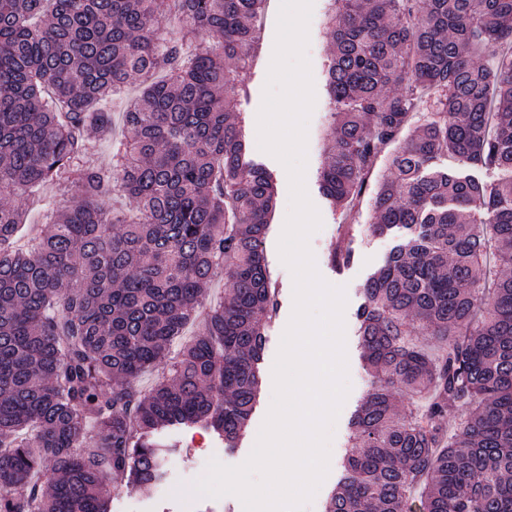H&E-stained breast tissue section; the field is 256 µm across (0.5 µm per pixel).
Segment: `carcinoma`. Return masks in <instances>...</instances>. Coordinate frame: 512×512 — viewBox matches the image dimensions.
Here are the masks:
<instances>
[{"mask_svg": "<svg viewBox=\"0 0 512 512\" xmlns=\"http://www.w3.org/2000/svg\"><path fill=\"white\" fill-rule=\"evenodd\" d=\"M266 2L0 0V198L22 201L0 204V512H109L164 481L162 432L243 436L277 309L275 186L239 109ZM326 39L320 189L350 216L397 143L372 230L409 232L364 286L374 385L326 512H512V0H330ZM130 83L108 176L87 143ZM46 182L48 231L19 248Z\"/></svg>", "mask_w": 512, "mask_h": 512, "instance_id": "carcinoma-1", "label": "carcinoma"}]
</instances>
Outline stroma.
<instances>
[{"mask_svg": "<svg viewBox=\"0 0 512 512\" xmlns=\"http://www.w3.org/2000/svg\"><path fill=\"white\" fill-rule=\"evenodd\" d=\"M280 0H267L258 22L260 37L254 52L253 65L246 75L247 94L240 110L245 118V133L253 144L251 158L262 164L272 175L276 185V202L268 216L269 229L265 240V254L278 302L277 310L266 331L267 341L261 364V391L247 431L237 447H225L212 432L197 428L168 431L167 437L176 449L168 455L165 481L169 484L188 483L202 475L210 458L226 465L243 463L250 455L256 432L261 428L270 409L273 396L272 369L281 336L293 311V277L282 263L278 242L289 212V178L284 166L273 156L257 149V115L272 60L276 23ZM327 0H314L309 23L307 49L315 89V105L307 129V163L305 186L308 196L317 208L322 226L309 238L319 274L327 282L344 287L347 304L344 310L345 344L348 362L349 394L333 428L330 443L329 472L305 512H325V504L336 489L343 471V457L352 434V419L357 406L372 389V374L363 359L356 333L355 313L363 302L366 280L384 263L394 246L388 236L372 234L373 222L370 199H363L353 224H345L341 210L321 192L319 172L325 161L324 134L330 122L329 101L326 92V65L328 48L325 37ZM110 512H242L239 500L232 495L218 499L188 498L177 500L171 495L154 492L144 495L134 490L116 492L109 503Z\"/></svg>", "mask_w": 512, "mask_h": 512, "instance_id": "obj_1", "label": "stroma"}]
</instances>
